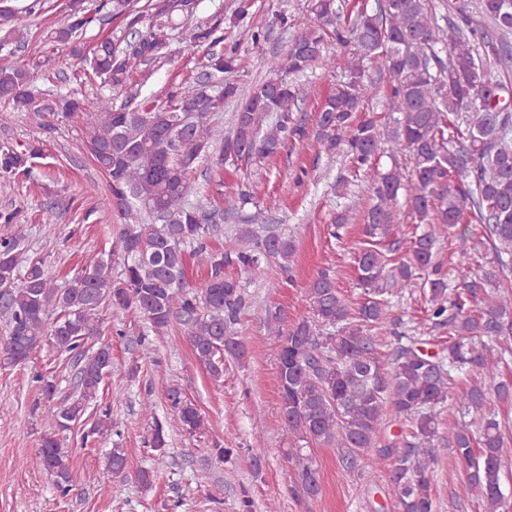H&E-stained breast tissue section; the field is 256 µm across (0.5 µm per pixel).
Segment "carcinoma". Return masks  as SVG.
Segmentation results:
<instances>
[{"label": "carcinoma", "mask_w": 512, "mask_h": 512, "mask_svg": "<svg viewBox=\"0 0 512 512\" xmlns=\"http://www.w3.org/2000/svg\"><path fill=\"white\" fill-rule=\"evenodd\" d=\"M101 8L126 20L131 39L125 44L110 37L89 50L81 44L88 28L101 21L85 0L65 4L64 18L47 32L46 43L70 47L73 58L125 98L119 106L110 97L100 100L84 140L124 224L107 256L63 286L41 261L25 257L23 229L0 238V315L8 323L0 367L19 363L16 348L33 352L45 342L78 366L75 390L63 399H57L53 381L41 379L45 400L57 405L40 439L39 465L61 491L70 490L72 472L60 434L82 420L112 371L101 305L135 314L158 334L177 326L216 382L224 377V362L245 358L241 314L254 303L231 271L255 280L275 264L286 273L295 240L277 224H260L239 229L236 244L207 251L223 213L190 200L189 175L204 158L222 169L273 157L286 142L312 136L325 153H342L370 173L372 203L354 257L362 300L347 299L335 271L324 267L306 288L309 316L287 328L279 314L267 316L277 338L279 408L292 444L286 460L294 483L309 499L320 494L318 471L298 444L327 445L338 450L344 478L361 476L360 460L378 458L389 466L399 512H433L431 477L438 449L446 448L461 490L482 501L485 512H502L501 471L512 423L498 419L492 403L512 402V382L491 384L485 374L495 345L512 340V89L487 64L512 62V8L504 0H479L474 12L467 3L455 4L442 27L428 0H376L373 7L363 2L347 15L336 0H310L305 18L278 17L296 34L284 57L270 62V76L248 90L232 79L234 52L216 50L224 44V15L196 21L191 0H147L141 7L138 0H103ZM15 18L13 5H0V28H9L11 43L19 47L27 36L13 26ZM169 28L208 49V75L164 104L140 95L130 69L141 66L142 77H151L167 55ZM329 38L342 49L345 73L309 129L295 115L300 89L286 75L327 65ZM373 60L391 78L388 110L394 117L388 123L360 115L374 90L365 77V62ZM42 67L39 61L1 66L0 101L22 112L81 111L74 96L34 101L31 88ZM232 102L231 130L216 138L213 119ZM386 144L410 157L411 171L396 162L383 171L372 168ZM38 151L1 148L0 174L29 172ZM402 194L415 227L408 250L395 259ZM473 222L492 258L480 254L476 272L454 276L442 259L440 234L463 240ZM189 247L206 261L199 286L187 281ZM418 290L427 295L430 327L448 332V346L439 353L421 351L426 340L416 335L418 328L394 311L393 298ZM91 340L96 348L90 351ZM450 398L470 421L443 425L437 408ZM167 400L186 431L204 425L180 388H168ZM141 410L153 419L151 444L161 459L165 425L151 399L142 401ZM126 466L124 449H112V474L121 475Z\"/></svg>", "instance_id": "cac0c4a2"}]
</instances>
